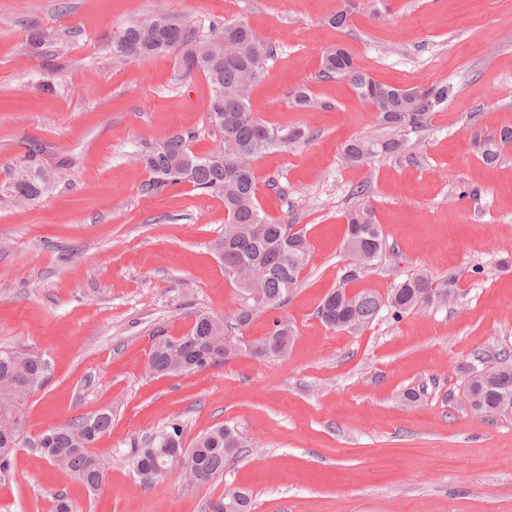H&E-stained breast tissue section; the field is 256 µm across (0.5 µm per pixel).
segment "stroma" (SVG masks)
<instances>
[{"label":"stroma","mask_w":512,"mask_h":512,"mask_svg":"<svg viewBox=\"0 0 512 512\" xmlns=\"http://www.w3.org/2000/svg\"><path fill=\"white\" fill-rule=\"evenodd\" d=\"M346 28L329 25L340 0H0V188L29 146L56 187L19 207L0 191V349L44 354L47 384L29 399L23 444L0 481V512H204L228 490L252 512H512V418L490 419L463 397L461 368L512 352V146L483 162L479 143L512 129V0H357ZM165 13L203 23L246 21L274 44L251 108L311 139L255 164L266 215L302 230L310 251L280 308L240 329L245 342L285 318V355L241 352L188 375L154 377L157 337L187 333L197 312L232 320L242 292L214 241L224 202L191 185L156 197L135 157L150 142L195 132V153L217 136L210 87L175 56H113L115 32ZM44 32L42 55L26 38ZM346 46L357 65L392 85L452 83L447 106L407 132L408 150L348 163L350 139L376 120L347 82L319 77L324 52ZM51 82L55 92L42 91ZM306 86L321 108L301 112ZM365 188L387 252L344 280L346 212ZM454 279L450 304L367 327H327L317 309L334 289L388 293L413 274ZM415 392L416 403L405 400ZM112 414L93 451L107 465L97 495L35 448L75 417ZM186 442L229 424L249 455L226 461L204 486L178 476L144 486L126 463L134 444L172 420Z\"/></svg>","instance_id":"obj_1"}]
</instances>
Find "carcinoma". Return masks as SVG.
I'll return each mask as SVG.
<instances>
[{
    "label": "carcinoma",
    "mask_w": 512,
    "mask_h": 512,
    "mask_svg": "<svg viewBox=\"0 0 512 512\" xmlns=\"http://www.w3.org/2000/svg\"><path fill=\"white\" fill-rule=\"evenodd\" d=\"M192 19H175L157 14L140 25L123 28L114 37L116 55L147 60L171 53L188 71L203 73L210 86L206 105L208 122L220 139L207 154L193 152L192 134L176 133L151 143L137 154L149 174L142 191L157 196L170 186L187 182L194 189L215 194L224 201L227 221L224 234L214 249L224 265V274L235 273L242 282L240 308L235 325L250 323L260 311L279 308L297 286L309 255L303 232L288 234L286 226L268 219L257 200L254 162L277 145L297 146L310 139L301 126H271L257 119L250 109L254 88L264 75L272 46L261 40L241 20L231 19L208 25ZM321 77L349 82L358 99L373 109L383 133L349 140L343 146L344 158L351 164H368L378 156L403 153L408 145L405 132L420 128L426 117L448 104L454 95L449 82L403 89L374 80L355 63L343 46L327 50L322 59ZM292 105L309 111L320 105L306 87L292 94ZM512 144V129H504L499 140L483 143L482 159L493 164L500 149ZM43 171L32 164L21 167L6 187L15 202L28 205L43 197L53 186ZM357 203L347 215L345 246L352 263L346 279L355 280L382 260L386 242L375 222L374 211L366 200V190L356 191ZM450 284H435L431 276L417 273L399 283L383 298L370 292L349 293L338 288L329 293L318 309L320 320L331 328L361 329L372 322L382 308L400 318L431 304L448 302ZM224 319L199 313L191 330L180 338L160 337L150 352L147 371L154 376H169L199 371V363L218 365L228 358ZM292 329L286 320H273L271 331L253 343H242L258 359L282 356L288 350ZM487 376L474 369L465 371L463 394L476 412L486 416L512 417V354L505 351L484 363ZM52 375V365L23 351L0 350V479L10 476L16 448L26 426L28 398L41 389ZM112 428V414L101 412L78 417L59 428L42 433L36 448L62 474L77 481L94 494L105 482V463L92 452L102 435ZM182 424L174 420L156 432L140 448L128 452V463L143 484L165 479L162 470L176 455H183L191 466L183 475L206 485L224 473V463L247 452L248 441L227 424L198 436L183 446ZM222 512H251L247 491L229 490L216 498Z\"/></svg>",
    "instance_id": "carcinoma-1"
}]
</instances>
